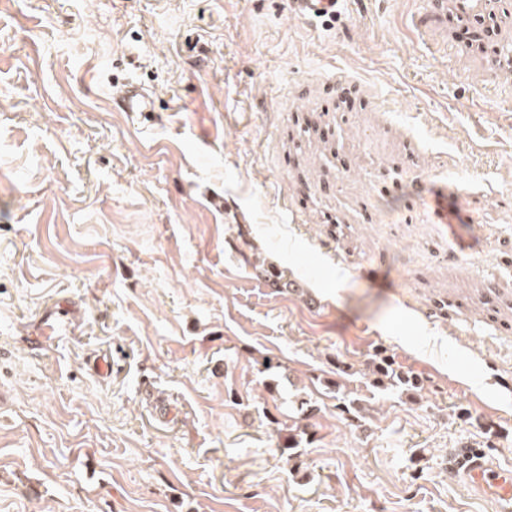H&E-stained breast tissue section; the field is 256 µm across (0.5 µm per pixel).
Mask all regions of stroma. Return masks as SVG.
<instances>
[{
    "instance_id": "35a3bbf8",
    "label": "stroma",
    "mask_w": 512,
    "mask_h": 512,
    "mask_svg": "<svg viewBox=\"0 0 512 512\" xmlns=\"http://www.w3.org/2000/svg\"><path fill=\"white\" fill-rule=\"evenodd\" d=\"M447 3L0 0V512H491L448 453L512 463V0ZM346 0H287L290 15L312 22L336 21L340 17V5ZM115 112H155L156 98L141 84L129 82L112 97ZM364 374L370 382L382 389L408 390L416 386V382L406 372H398L390 358L379 352L367 362Z\"/></svg>"
}]
</instances>
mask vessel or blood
<instances>
[{
    "label": "vessel or blood",
    "instance_id": "obj_1",
    "mask_svg": "<svg viewBox=\"0 0 512 512\" xmlns=\"http://www.w3.org/2000/svg\"><path fill=\"white\" fill-rule=\"evenodd\" d=\"M344 0H287L290 15L313 22L336 19ZM117 112H152L156 98L141 84L129 82L114 94ZM448 467L479 497L488 499L492 512H512V464L503 463L483 448H465L449 454Z\"/></svg>",
    "mask_w": 512,
    "mask_h": 512
}]
</instances>
